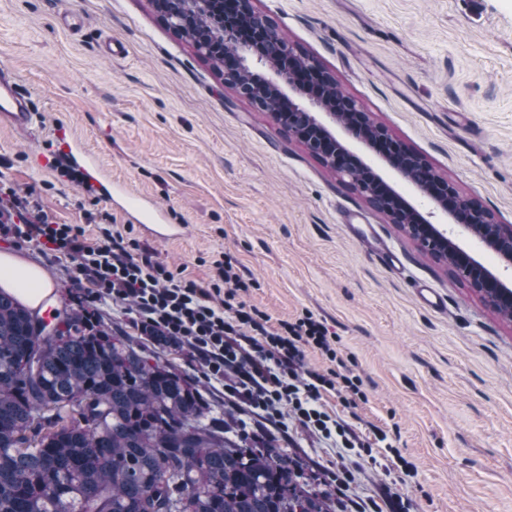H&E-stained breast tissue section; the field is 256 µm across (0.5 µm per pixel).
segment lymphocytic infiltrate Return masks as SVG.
Listing matches in <instances>:
<instances>
[{"label": "lymphocytic infiltrate", "instance_id": "obj_1", "mask_svg": "<svg viewBox=\"0 0 512 512\" xmlns=\"http://www.w3.org/2000/svg\"><path fill=\"white\" fill-rule=\"evenodd\" d=\"M0 235L35 243L47 257L72 259L76 291L129 311L143 332H158L186 346L202 364L207 381L223 387L225 401L241 414L239 434L255 447L287 436L290 417L336 448L369 451L390 445L386 431L376 428L371 436H360L320 403L328 390L336 391L349 408L367 399L359 376L306 366L309 347L337 361L335 333L308 311L294 321L276 323L267 312L247 305L241 295L257 282L231 254L214 261L209 280L189 279L158 260L135 237L133 226L103 227L96 239H88L81 225L54 222L34 189L22 190L3 180ZM335 478L338 512H383L387 507L409 512L411 502L400 492H391L381 505L374 498L349 494V469H338Z\"/></svg>", "mask_w": 512, "mask_h": 512}]
</instances>
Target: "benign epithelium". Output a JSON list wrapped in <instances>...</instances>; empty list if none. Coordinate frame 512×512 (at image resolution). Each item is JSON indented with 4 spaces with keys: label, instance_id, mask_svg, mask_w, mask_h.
I'll return each mask as SVG.
<instances>
[{
    "label": "benign epithelium",
    "instance_id": "7a95c632",
    "mask_svg": "<svg viewBox=\"0 0 512 512\" xmlns=\"http://www.w3.org/2000/svg\"><path fill=\"white\" fill-rule=\"evenodd\" d=\"M234 5V18H224L220 26L218 39L226 45L239 44L237 25L243 21L254 30L257 38L268 44H280L281 55L294 60L290 47L281 45V38L274 26L263 16L256 13L251 0H231ZM276 81L270 88L277 94H284V87L296 88L297 82L305 79L321 83L327 79L322 68L313 60L300 67L293 65H274ZM312 103L319 106L325 116L337 121L336 106H328L315 98ZM350 115L353 117L354 130L369 142L378 140L384 144L383 159L387 165L403 179L410 180L408 172L415 162L423 158L402 150L387 129L376 124L369 113L360 109L353 101L348 102ZM288 134L300 141L310 154L322 163L331 167L341 178L350 177L348 162L352 159L350 151L331 133L323 117L294 103L288 106ZM417 186L424 198L433 205V209L459 223V232L474 237L481 247L494 252L500 263L509 268L512 266V224L505 223L498 215L486 208L474 198L461 197L448 180L430 171L424 175ZM354 188L378 211L387 215L391 223L402 221L406 212L394 203L397 197L392 187L387 192L369 181L360 182ZM407 235L417 244L420 250L428 254L436 262L444 265L451 273L464 282L477 294L489 310L494 311L501 306L512 307V285L497 272L482 264L474 254L458 247L444 230L432 224L425 216H418V222L408 220L402 226Z\"/></svg>",
    "mask_w": 512,
    "mask_h": 512
}]
</instances>
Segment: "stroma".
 Instances as JSON below:
<instances>
[{"label": "stroma", "mask_w": 512, "mask_h": 512, "mask_svg": "<svg viewBox=\"0 0 512 512\" xmlns=\"http://www.w3.org/2000/svg\"><path fill=\"white\" fill-rule=\"evenodd\" d=\"M296 53L313 58L407 149L461 196L512 223V0H252ZM125 51L108 56L106 44ZM0 62L30 92L29 132L0 127V178L35 188L60 224L95 238L103 220L133 225L160 260L195 280L233 254L257 280L246 304L273 321L308 310L336 332L342 370L368 395L326 409L358 430L395 429L417 474L415 512H512V322L481 299L310 155L269 113L225 84L161 22L152 0H0ZM76 139L112 182L178 225L161 239L133 224L120 198L72 186L48 163L59 137ZM360 213L402 264L372 255L338 222ZM0 251L40 265L54 284L46 313L84 304L71 261L0 236ZM447 303L435 312L415 291ZM100 318L200 378L185 349L157 351L120 308ZM391 449V450H394ZM372 455L344 464L362 496L398 478Z\"/></svg>", "instance_id": "obj_1"}]
</instances>
